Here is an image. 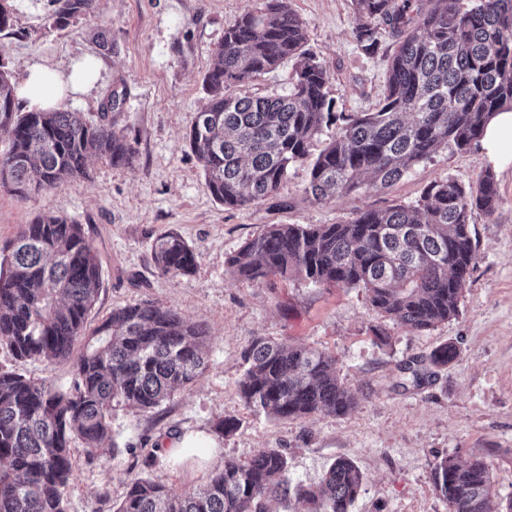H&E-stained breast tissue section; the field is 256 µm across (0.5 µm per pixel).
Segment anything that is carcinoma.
Masks as SVG:
<instances>
[{
	"mask_svg": "<svg viewBox=\"0 0 512 512\" xmlns=\"http://www.w3.org/2000/svg\"><path fill=\"white\" fill-rule=\"evenodd\" d=\"M353 0L361 23L355 38L374 50L381 25L399 34L385 91L371 112H337L329 72L307 48L304 22L289 0H259L224 28V41L203 84L209 96L197 113L201 133L188 140L216 201L243 208L274 194L288 170L309 161L307 193L319 202L362 185L391 186L417 163L448 145L467 150L490 118L512 107V0ZM88 0H66L59 19L86 12ZM296 60L286 94L237 95L247 85ZM336 134L314 155V141ZM0 183L20 194L58 189L86 175L88 157L132 165L135 149L109 123L79 112H19L14 84L0 71ZM500 195L486 170L474 186L433 182L414 205L366 210L346 224H271L228 258L239 281L301 276L326 287L364 288L371 306L412 332L456 315L475 260L473 210L492 212ZM155 268L185 275L196 255L178 235L152 246ZM101 281L97 255L83 225L55 214L36 217L0 251V345L19 359L68 361L75 346L74 389L62 391L12 371H0V512H67L72 475L70 442L82 439L90 459L111 433L114 406H161L205 370L206 329L161 304L112 311L84 330ZM457 356L448 345L430 361ZM241 397L280 419L340 416L355 395L328 353L255 340L249 347ZM288 457L263 448L230 459L199 490L178 493L149 478L129 480L116 512H273L295 498L308 512H349L363 482L350 459L338 458L321 483L288 481ZM448 512H500L484 462L445 456L432 471Z\"/></svg>",
	"mask_w": 512,
	"mask_h": 512,
	"instance_id": "carcinoma-1",
	"label": "carcinoma"
}]
</instances>
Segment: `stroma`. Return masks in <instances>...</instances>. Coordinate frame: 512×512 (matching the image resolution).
<instances>
[{"mask_svg":"<svg viewBox=\"0 0 512 512\" xmlns=\"http://www.w3.org/2000/svg\"><path fill=\"white\" fill-rule=\"evenodd\" d=\"M303 20L309 48L330 72L327 91L340 112L375 109L397 38L382 27L376 52L355 39L352 0H290ZM11 27L0 31V70L20 83L30 66L63 67L91 54L101 62L96 86L64 98L59 111L109 122L137 150L133 166L95 157L87 176L51 191L19 194L0 185V247L45 213L83 225L99 258L102 280L86 318L94 329L113 309L160 303L203 324L206 370L160 407L112 410V438L97 459L81 439L71 443L67 512H114L131 478L148 477L178 492L203 484L228 459L262 448L283 449L288 478L315 484L336 460H352L364 480L350 512H448L432 470L441 458L486 464L495 500L512 504V162L494 168L500 202L471 214L476 261L459 310L434 328L413 333L378 313L361 288L316 286L301 277L258 283L236 280L228 258L271 224H344L360 212L393 203L416 204L431 182L476 184L490 166L480 145L448 147L377 191L321 202L305 193L307 164H295L276 194L230 209L211 195L187 134L208 95L203 77L224 29L255 0H94L89 12L56 24L51 0H8ZM118 109H109L112 97ZM182 237L197 261L186 275L164 276L152 246ZM259 337L332 355L341 379L357 395L341 416L281 420L242 399L244 352ZM451 345L457 357L431 365V353ZM423 373L412 384L402 368ZM0 370L19 371L60 390L72 389L71 364L19 361L0 346ZM235 424L219 433L222 420ZM216 441L203 461L157 456L175 436Z\"/></svg>","mask_w":512,"mask_h":512,"instance_id":"stroma-1","label":"stroma"}]
</instances>
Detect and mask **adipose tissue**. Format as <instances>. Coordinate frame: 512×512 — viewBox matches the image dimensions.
<instances>
[{"instance_id": "adipose-tissue-1", "label": "adipose tissue", "mask_w": 512, "mask_h": 512, "mask_svg": "<svg viewBox=\"0 0 512 512\" xmlns=\"http://www.w3.org/2000/svg\"><path fill=\"white\" fill-rule=\"evenodd\" d=\"M96 76L97 64L90 57L75 60L65 72L35 65L16 86L15 95L29 110L51 112L67 95L80 93L91 86ZM481 144L489 162L497 164L512 160V110H503L490 121Z\"/></svg>"}]
</instances>
